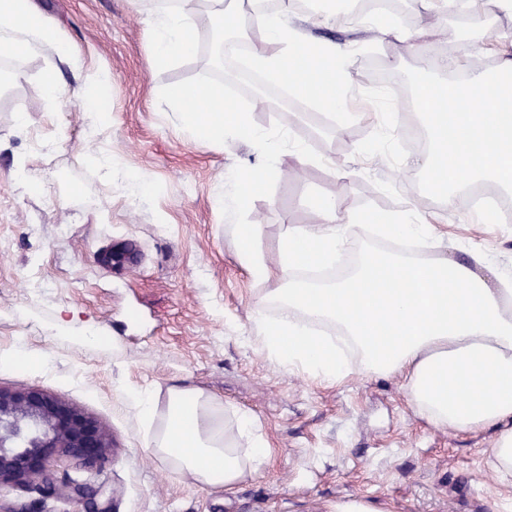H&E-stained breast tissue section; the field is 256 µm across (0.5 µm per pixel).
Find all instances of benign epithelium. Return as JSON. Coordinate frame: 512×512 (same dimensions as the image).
Returning a JSON list of instances; mask_svg holds the SVG:
<instances>
[{
	"mask_svg": "<svg viewBox=\"0 0 512 512\" xmlns=\"http://www.w3.org/2000/svg\"><path fill=\"white\" fill-rule=\"evenodd\" d=\"M102 426L77 408L38 388L0 389V490L36 489L65 498L73 512H107L89 482L58 478L54 464L66 458L94 468L112 456Z\"/></svg>",
	"mask_w": 512,
	"mask_h": 512,
	"instance_id": "benign-epithelium-1",
	"label": "benign epithelium"
}]
</instances>
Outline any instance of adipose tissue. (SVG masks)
Instances as JSON below:
<instances>
[{"instance_id":"obj_1","label":"adipose tissue","mask_w":512,"mask_h":512,"mask_svg":"<svg viewBox=\"0 0 512 512\" xmlns=\"http://www.w3.org/2000/svg\"><path fill=\"white\" fill-rule=\"evenodd\" d=\"M150 2L147 32L159 64L196 56L202 17L224 20V0ZM250 4L248 16L228 27L236 40L226 54H236L238 39L257 33L249 67L268 83L338 111L337 130L347 134L361 119L347 105L355 43L312 49L293 25L287 0L273 11L261 0ZM478 49L498 64L473 71L455 61L465 81L399 76L413 84L430 142L401 168L407 174L440 169L443 198L452 206L462 205L475 184L512 191V47L487 41ZM43 51L69 67L85 65L34 0H0V58ZM108 81L96 72L86 85L66 89L54 70L44 75L49 98L68 97L88 112L91 146L105 119L97 91ZM490 84L494 102L459 119V101L480 96ZM313 212L315 224L287 228L269 245L261 225L229 227L241 266L265 286L253 307L260 347L329 385L355 374L399 378L410 408L435 426L493 430L488 465L502 483L512 482V281L484 253H470L465 262L435 254L437 213L369 215L343 209L335 195L318 198ZM129 399L145 423L157 426L148 451L199 487L232 489L267 458L252 417L238 414L234 431H227L221 402L203 390L172 386L162 402L149 391L131 392ZM239 437L247 448L237 447Z\"/></svg>"}]
</instances>
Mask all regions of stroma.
Here are the masks:
<instances>
[{
    "mask_svg": "<svg viewBox=\"0 0 512 512\" xmlns=\"http://www.w3.org/2000/svg\"><path fill=\"white\" fill-rule=\"evenodd\" d=\"M36 2L89 70L111 76L100 95L109 120L95 149L112 158L108 183L87 149L85 111L44 92L50 52L23 59L21 80L0 82V353L23 345L50 357L34 371L0 368V387H37L61 398L97 419L113 446L101 470L65 461L59 476L89 479L110 512H336L352 502L372 512H512V492L487 465L492 432L433 426L413 413L396 378L357 374L320 384L255 341L252 308L261 285L241 267L216 201L232 169L256 166L258 156L241 139L220 149L191 139L157 98L162 86L206 73L207 50L156 64L137 0ZM385 12L409 34L427 25L434 32L406 54L375 32H352L340 12L306 30L318 42L369 45L350 69L354 112L390 84L386 61L420 75L445 55L481 71L495 60L476 50L478 41L512 44V15L498 14L491 30L485 16L433 14L425 0H390ZM20 111L31 123L16 130ZM251 117L261 127L290 124L325 157L320 165L277 164L272 196L249 209L265 240L313 224L311 200L337 193L349 210L437 212L449 256L480 251L512 277V222L469 223L466 208L431 199L425 180L404 175L394 156L354 157L356 145H396L401 132L372 118L341 136L333 124H318L316 112L273 98ZM59 134L63 148L45 153L44 141ZM22 162L41 173L42 194L29 196L15 183ZM138 174L149 179L148 193L135 182ZM125 243L136 245L138 263L104 262L111 247ZM61 317L77 333L94 325L106 346L53 338L50 327ZM175 384L214 395L226 421L238 412L255 419L271 448L256 475L228 492L203 489L147 452L128 392L163 395Z\"/></svg>",
    "mask_w": 512,
    "mask_h": 512,
    "instance_id": "1",
    "label": "stroma"
}]
</instances>
